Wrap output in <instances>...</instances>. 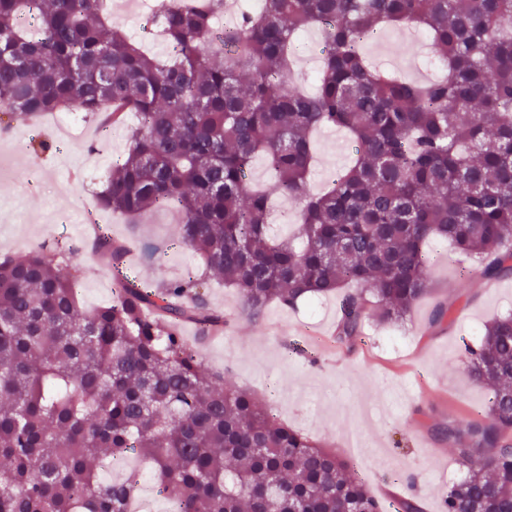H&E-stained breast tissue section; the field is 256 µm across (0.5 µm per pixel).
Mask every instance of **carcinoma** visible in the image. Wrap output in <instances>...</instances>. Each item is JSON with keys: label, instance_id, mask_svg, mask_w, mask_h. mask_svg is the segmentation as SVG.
<instances>
[{"label": "carcinoma", "instance_id": "cac0c4a2", "mask_svg": "<svg viewBox=\"0 0 512 512\" xmlns=\"http://www.w3.org/2000/svg\"><path fill=\"white\" fill-rule=\"evenodd\" d=\"M104 2L0 0V127L79 110L105 133L133 113L98 205L177 212L204 273L141 286L100 232L92 247L123 283L84 311L63 252L0 258V512H130L137 476L107 482L99 461L134 451L175 512H384L352 462L224 383L180 328L224 324L201 292L211 272L250 320L348 289L336 335L349 346L367 314L403 320L430 294L435 237L488 279L512 275V0H262L231 28L217 25L226 0H159L163 60ZM410 24L428 32L441 78L388 76L366 57L371 36ZM314 26L325 49L308 93L291 46ZM323 127L348 133L353 163L306 199ZM259 159L275 172L264 192L248 179ZM272 195L303 202L288 236L269 235ZM464 360L490 393L484 415L444 430L467 477L441 512H512V313Z\"/></svg>", "mask_w": 512, "mask_h": 512}]
</instances>
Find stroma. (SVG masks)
Wrapping results in <instances>:
<instances>
[{"mask_svg":"<svg viewBox=\"0 0 512 512\" xmlns=\"http://www.w3.org/2000/svg\"><path fill=\"white\" fill-rule=\"evenodd\" d=\"M111 11L149 53L165 56L164 40L148 33V9L131 10L116 0ZM427 42L424 31L391 29L386 41L368 46L367 55L388 69L397 60L408 68L426 55ZM41 137L54 146L37 156L28 144ZM6 141L0 255L21 256L56 243L70 247L77 253L76 289L86 310L110 303L118 287L111 266L89 244L88 225L108 226L125 245L127 274L138 283L201 270L199 255L179 239L177 214L158 211L130 225L97 207L95 191L123 155L125 135L103 138L86 124L62 144L49 119L39 128L15 124ZM315 144L312 193L352 160L335 131L319 132ZM428 252L433 295L405 321L366 320L361 341L352 346L336 339L337 295L320 297L315 311L306 301L292 308L274 304L253 322L238 316L235 291L220 283L211 286L208 300L228 318L223 337L200 338L191 324L181 333L205 367L254 393L279 421L352 459L375 496L413 498L422 512H439L449 485L464 472L434 429L481 417L486 391L468 378L463 345L474 342L487 322L512 312V277L485 279L477 262L442 239L433 240ZM441 303L448 313L432 322Z\"/></svg>","mask_w":512,"mask_h":512,"instance_id":"stroma-1","label":"stroma"}]
</instances>
